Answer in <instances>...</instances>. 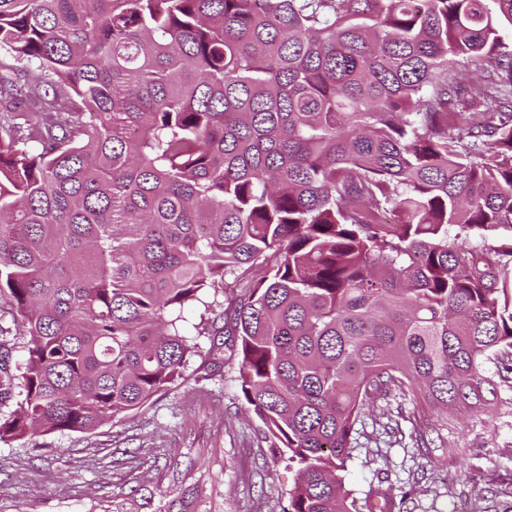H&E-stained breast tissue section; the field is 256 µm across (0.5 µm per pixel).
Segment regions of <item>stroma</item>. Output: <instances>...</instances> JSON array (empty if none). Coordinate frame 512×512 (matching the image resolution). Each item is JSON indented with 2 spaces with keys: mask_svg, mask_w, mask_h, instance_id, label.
<instances>
[{
  "mask_svg": "<svg viewBox=\"0 0 512 512\" xmlns=\"http://www.w3.org/2000/svg\"><path fill=\"white\" fill-rule=\"evenodd\" d=\"M200 356L183 380L90 434L0 443V512H159L192 486L200 512H283L295 482L238 389V359ZM356 493L375 487L393 512H512V417L471 431L447 465L410 438L369 446L349 467Z\"/></svg>",
  "mask_w": 512,
  "mask_h": 512,
  "instance_id": "35a3bbf8",
  "label": "stroma"
}]
</instances>
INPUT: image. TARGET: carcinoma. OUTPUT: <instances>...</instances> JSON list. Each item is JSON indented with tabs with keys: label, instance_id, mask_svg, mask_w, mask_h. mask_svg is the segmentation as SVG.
<instances>
[{
	"label": "carcinoma",
	"instance_id": "carcinoma-1",
	"mask_svg": "<svg viewBox=\"0 0 512 512\" xmlns=\"http://www.w3.org/2000/svg\"><path fill=\"white\" fill-rule=\"evenodd\" d=\"M505 24L512 0H0V442L133 413L193 331L237 337L284 512H392L345 482L380 402L440 465L449 416L512 414Z\"/></svg>",
	"mask_w": 512,
	"mask_h": 512
}]
</instances>
